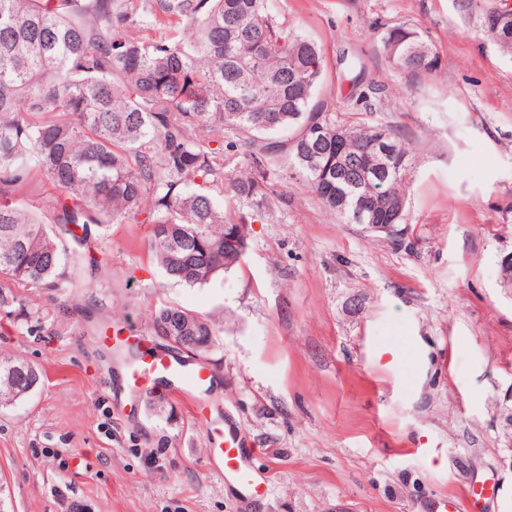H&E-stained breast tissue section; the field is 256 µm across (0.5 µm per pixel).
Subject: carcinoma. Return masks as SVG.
<instances>
[{
	"label": "carcinoma",
	"mask_w": 512,
	"mask_h": 512,
	"mask_svg": "<svg viewBox=\"0 0 512 512\" xmlns=\"http://www.w3.org/2000/svg\"><path fill=\"white\" fill-rule=\"evenodd\" d=\"M269 0H0V309L16 287H75L95 229L150 224L151 259L169 279L204 286L235 267L248 225L230 223L214 194L224 191V146L256 164L281 156L325 211L366 224L361 203L377 198L406 221L409 149L381 122L385 86L353 83L351 115L318 98L323 52L284 28ZM485 36L512 57V37L487 23ZM396 69L438 72L439 55L415 29L382 37ZM326 144H311L314 134ZM380 136L394 159L372 169ZM345 165L336 167V149ZM39 175L60 192L45 207L18 187ZM238 194L264 204L252 175ZM156 336H198L208 355L216 325L176 305L155 311ZM38 369L0 359V407L25 397Z\"/></svg>",
	"instance_id": "1"
}]
</instances>
